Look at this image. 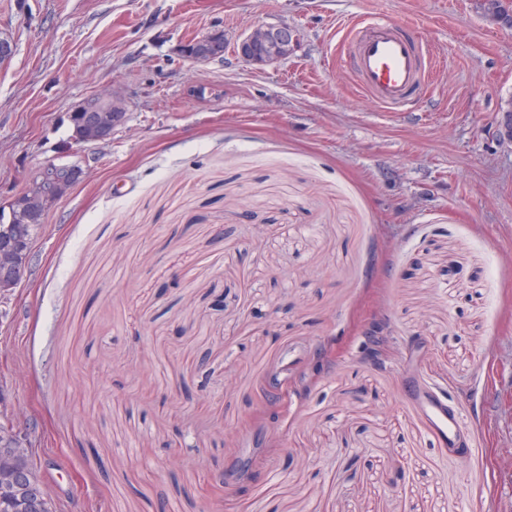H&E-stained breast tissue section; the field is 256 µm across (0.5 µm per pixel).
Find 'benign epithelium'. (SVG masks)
<instances>
[{
  "instance_id": "benign-epithelium-1",
  "label": "benign epithelium",
  "mask_w": 512,
  "mask_h": 512,
  "mask_svg": "<svg viewBox=\"0 0 512 512\" xmlns=\"http://www.w3.org/2000/svg\"><path fill=\"white\" fill-rule=\"evenodd\" d=\"M295 43L293 31L286 25L257 26L235 44L236 55L244 61L267 66L286 56ZM224 29L219 26L203 36L179 44L177 54L193 62H209L224 56ZM121 97L111 92L97 93L67 113L73 126V143L92 145L108 139L112 130L125 120ZM84 168L71 169L58 162L47 163L28 176V190L13 195L0 206L1 224H40L64 199L75 184L85 179ZM32 243L24 236L0 242V296H10L20 283L31 260ZM31 452V438L10 423H0V453L18 459ZM0 500L15 512H44L43 503L55 504L53 497L37 484L29 469L17 470L0 479Z\"/></svg>"
}]
</instances>
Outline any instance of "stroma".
<instances>
[{
	"label": "stroma",
	"mask_w": 512,
	"mask_h": 512,
	"mask_svg": "<svg viewBox=\"0 0 512 512\" xmlns=\"http://www.w3.org/2000/svg\"><path fill=\"white\" fill-rule=\"evenodd\" d=\"M363 16L431 48L413 107L357 88ZM216 24L223 59L177 54ZM261 24L296 42L256 67L233 46ZM0 40V201L60 151L89 170L0 318V423L57 512H512V26L475 0H0ZM104 90L123 124L68 146ZM417 399L431 433L440 441L453 442L462 428L461 415L449 409L435 394H420ZM31 438L28 434L19 432L10 423H0V453L12 454L17 459H23L31 452Z\"/></svg>",
	"instance_id": "35a3bbf8"
}]
</instances>
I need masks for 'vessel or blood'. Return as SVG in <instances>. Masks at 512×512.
<instances>
[{"label": "vessel or blood", "mask_w": 512, "mask_h": 512, "mask_svg": "<svg viewBox=\"0 0 512 512\" xmlns=\"http://www.w3.org/2000/svg\"><path fill=\"white\" fill-rule=\"evenodd\" d=\"M344 57L358 88L381 107L396 111L410 104L427 76L428 52L417 33L380 18H366L347 32ZM431 433L451 442L462 428L461 415L430 394L418 397Z\"/></svg>", "instance_id": "obj_1"}]
</instances>
